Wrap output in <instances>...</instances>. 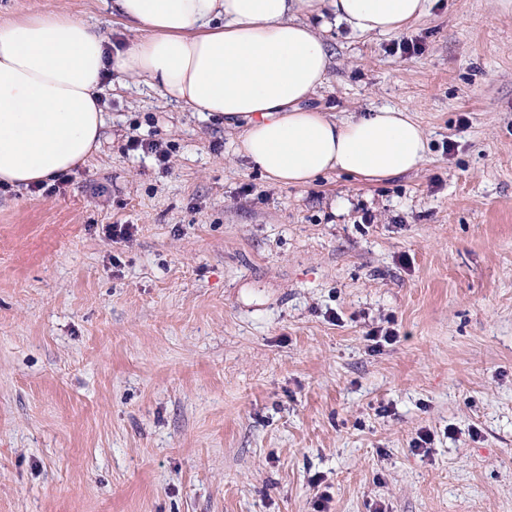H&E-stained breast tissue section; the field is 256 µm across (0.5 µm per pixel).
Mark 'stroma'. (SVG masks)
Instances as JSON below:
<instances>
[{
	"instance_id": "35a3bbf8",
	"label": "stroma",
	"mask_w": 512,
	"mask_h": 512,
	"mask_svg": "<svg viewBox=\"0 0 512 512\" xmlns=\"http://www.w3.org/2000/svg\"><path fill=\"white\" fill-rule=\"evenodd\" d=\"M48 11L130 39L112 0L0 24ZM329 47L312 106L410 112L421 168L280 186L113 75L63 193L0 185V512H512V0ZM128 151H142L144 154H151L159 163H166L169 160L168 145L165 147L159 140L131 139Z\"/></svg>"
}]
</instances>
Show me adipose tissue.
Instances as JSON below:
<instances>
[{
	"mask_svg": "<svg viewBox=\"0 0 512 512\" xmlns=\"http://www.w3.org/2000/svg\"><path fill=\"white\" fill-rule=\"evenodd\" d=\"M429 0H113L133 38L55 12L0 26V184L42 183L85 162L104 126L102 71L137 79L204 119L243 124L237 152L273 182L340 171L375 182L418 169L424 130L407 112L336 117L310 107L329 82L326 35H383Z\"/></svg>",
	"mask_w": 512,
	"mask_h": 512,
	"instance_id": "ef3b65f1",
	"label": "adipose tissue"
}]
</instances>
